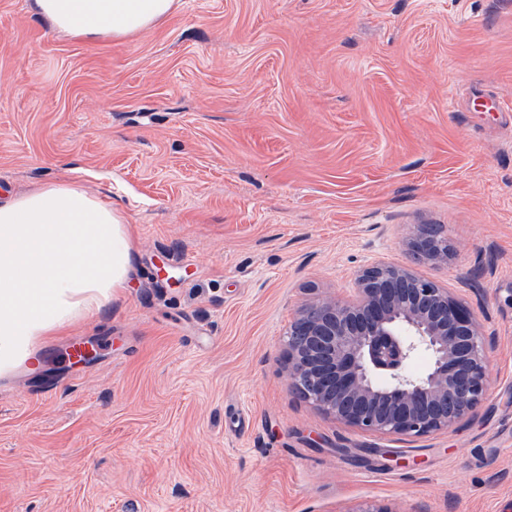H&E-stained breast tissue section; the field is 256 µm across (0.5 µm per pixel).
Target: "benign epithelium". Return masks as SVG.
I'll return each instance as SVG.
<instances>
[{"mask_svg":"<svg viewBox=\"0 0 512 512\" xmlns=\"http://www.w3.org/2000/svg\"><path fill=\"white\" fill-rule=\"evenodd\" d=\"M403 246L436 266L451 251L435 224L418 225ZM285 336L291 391L359 432L420 438L447 431L474 417L488 396L492 338L448 289L407 265L363 267L351 297L307 301ZM420 351L429 364L415 374L409 366Z\"/></svg>","mask_w":512,"mask_h":512,"instance_id":"benign-epithelium-1","label":"benign epithelium"}]
</instances>
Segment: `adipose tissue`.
I'll list each match as a JSON object with an SVG mask.
<instances>
[{"label": "adipose tissue", "instance_id": "adipose-tissue-1", "mask_svg": "<svg viewBox=\"0 0 512 512\" xmlns=\"http://www.w3.org/2000/svg\"><path fill=\"white\" fill-rule=\"evenodd\" d=\"M57 32L125 38L162 22L175 0H33ZM136 271L124 213L71 183L0 202V379L122 294Z\"/></svg>", "mask_w": 512, "mask_h": 512}]
</instances>
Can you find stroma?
Listing matches in <instances>:
<instances>
[{"instance_id": "obj_1", "label": "stroma", "mask_w": 512, "mask_h": 512, "mask_svg": "<svg viewBox=\"0 0 512 512\" xmlns=\"http://www.w3.org/2000/svg\"><path fill=\"white\" fill-rule=\"evenodd\" d=\"M512 0H177L127 38L0 0V198L123 211L129 288L0 382V512H512ZM414 264L495 337L478 414L362 434L289 389L283 334ZM412 263V262H411ZM98 357L69 361L70 340ZM410 459L407 467L390 454ZM403 246L416 259L436 266L447 264L451 251L448 237L435 224H419Z\"/></svg>"}]
</instances>
